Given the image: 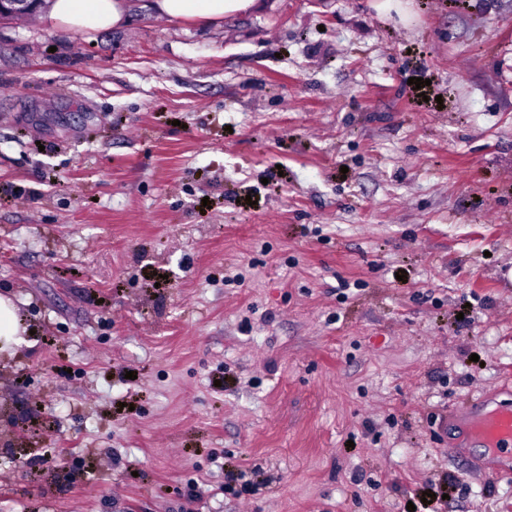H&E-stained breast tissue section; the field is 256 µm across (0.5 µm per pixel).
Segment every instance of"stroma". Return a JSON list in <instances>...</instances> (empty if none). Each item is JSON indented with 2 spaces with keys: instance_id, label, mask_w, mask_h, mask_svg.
<instances>
[{
  "instance_id": "stroma-1",
  "label": "stroma",
  "mask_w": 512,
  "mask_h": 512,
  "mask_svg": "<svg viewBox=\"0 0 512 512\" xmlns=\"http://www.w3.org/2000/svg\"><path fill=\"white\" fill-rule=\"evenodd\" d=\"M129 4L0 20V512H512V0ZM125 0H53L48 19L81 29H104L119 25L125 17ZM152 8L169 19L199 17L220 19L224 15L255 8L257 0H151ZM22 320L19 310L9 296L0 295V353H13L16 348L26 344L19 335ZM491 399L479 397L470 411L456 415L460 429L469 432L477 424H484L485 433L481 436L491 452V458L500 461L487 463L486 468L498 479H511L512 474V407L496 405Z\"/></svg>"
}]
</instances>
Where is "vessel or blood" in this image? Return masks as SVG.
I'll return each mask as SVG.
<instances>
[{
  "instance_id": "1",
  "label": "vessel or blood",
  "mask_w": 512,
  "mask_h": 512,
  "mask_svg": "<svg viewBox=\"0 0 512 512\" xmlns=\"http://www.w3.org/2000/svg\"><path fill=\"white\" fill-rule=\"evenodd\" d=\"M456 421L465 432L476 425H485L482 439L493 458L489 472L498 479L512 477V407H494L489 399L481 397L470 411L457 415Z\"/></svg>"
}]
</instances>
